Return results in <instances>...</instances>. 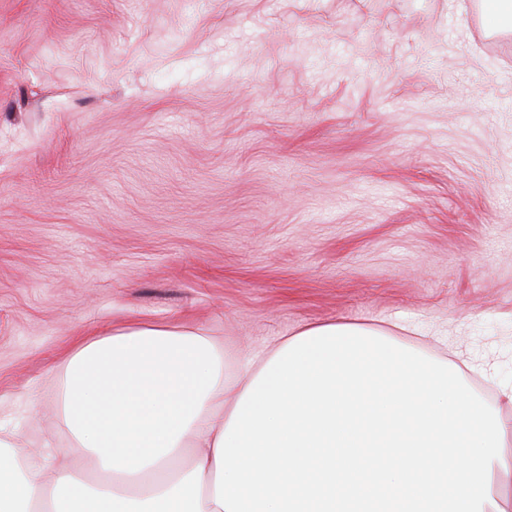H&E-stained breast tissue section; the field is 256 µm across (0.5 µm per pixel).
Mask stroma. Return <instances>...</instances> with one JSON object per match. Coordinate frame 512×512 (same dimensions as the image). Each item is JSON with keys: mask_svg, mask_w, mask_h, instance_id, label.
Instances as JSON below:
<instances>
[{"mask_svg": "<svg viewBox=\"0 0 512 512\" xmlns=\"http://www.w3.org/2000/svg\"><path fill=\"white\" fill-rule=\"evenodd\" d=\"M140 322L230 376L387 329L512 453V32L481 0H0V419L69 447L66 354Z\"/></svg>", "mask_w": 512, "mask_h": 512, "instance_id": "obj_1", "label": "stroma"}]
</instances>
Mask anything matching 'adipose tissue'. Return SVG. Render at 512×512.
<instances>
[{"label":"adipose tissue","instance_id":"ef3b65f1","mask_svg":"<svg viewBox=\"0 0 512 512\" xmlns=\"http://www.w3.org/2000/svg\"><path fill=\"white\" fill-rule=\"evenodd\" d=\"M60 421L66 448L0 432V512H491L512 467L505 421L455 370L348 324L307 327L230 379L195 331L87 337Z\"/></svg>","mask_w":512,"mask_h":512}]
</instances>
